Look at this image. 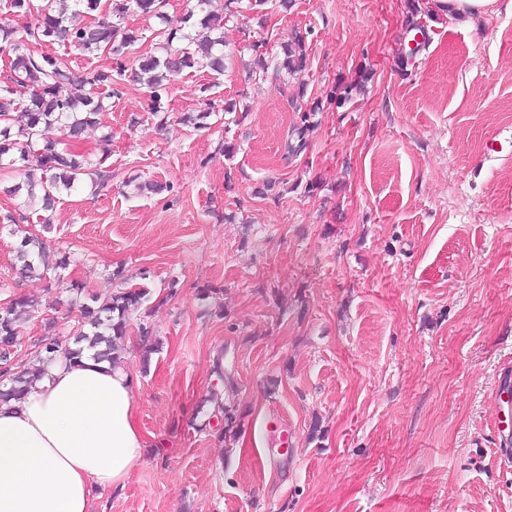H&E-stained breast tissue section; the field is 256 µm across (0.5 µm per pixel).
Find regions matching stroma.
I'll return each mask as SVG.
<instances>
[{
	"label": "stroma",
	"instance_id": "35a3bbf8",
	"mask_svg": "<svg viewBox=\"0 0 512 512\" xmlns=\"http://www.w3.org/2000/svg\"><path fill=\"white\" fill-rule=\"evenodd\" d=\"M418 9L268 0L225 26L224 74L184 72L160 114L122 81L72 142L112 179L32 224L67 268L19 279L21 235L0 221V303H38L13 363H37L45 322L68 345L81 305L149 291L123 343L149 448L96 512H512L497 421L512 374V10L470 24L439 0ZM414 18L427 42L413 52ZM297 33L305 73L245 72L249 39L275 51ZM363 73V93L325 103ZM301 94L324 105L291 155ZM209 102L207 128L178 124ZM148 181L168 189L138 191ZM221 403L246 415L236 440L212 419ZM277 420L284 454L265 429Z\"/></svg>",
	"mask_w": 512,
	"mask_h": 512
}]
</instances>
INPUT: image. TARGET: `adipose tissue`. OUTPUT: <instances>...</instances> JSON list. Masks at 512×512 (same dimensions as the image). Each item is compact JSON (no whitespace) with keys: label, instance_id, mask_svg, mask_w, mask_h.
<instances>
[{"label":"adipose tissue","instance_id":"ef3b65f1","mask_svg":"<svg viewBox=\"0 0 512 512\" xmlns=\"http://www.w3.org/2000/svg\"><path fill=\"white\" fill-rule=\"evenodd\" d=\"M126 366L57 357L0 405V512H93L146 455Z\"/></svg>","mask_w":512,"mask_h":512}]
</instances>
